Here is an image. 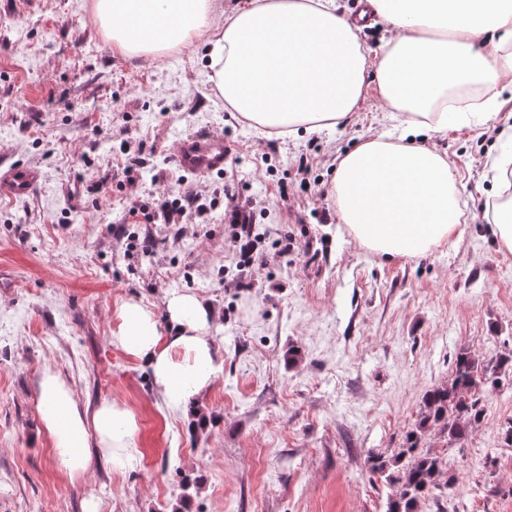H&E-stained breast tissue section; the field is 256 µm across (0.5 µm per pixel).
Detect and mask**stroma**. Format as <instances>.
Segmentation results:
<instances>
[{"mask_svg": "<svg viewBox=\"0 0 512 512\" xmlns=\"http://www.w3.org/2000/svg\"><path fill=\"white\" fill-rule=\"evenodd\" d=\"M91 12L92 0H0V168L39 174L28 196H0V512H386L395 489L370 456L404 447L460 349L484 366L512 355V253L491 232L499 142L471 127L428 137L459 182L462 232L421 257L379 256L330 193L344 152L394 127L375 89L336 129L269 136L225 106L205 45L121 53ZM194 131L231 145L224 172L172 163ZM228 184L252 203L267 258L252 289L226 286L239 274ZM151 190L212 210L203 224L130 217ZM286 236L296 249L283 258ZM174 293L215 315L202 424L168 410L145 361L112 342L120 305L143 304L163 330ZM47 371L80 407L115 401L135 415L131 467L98 454L82 475L59 467L39 413ZM481 398L465 440L422 438L448 480L418 512H512V384Z\"/></svg>", "mask_w": 512, "mask_h": 512, "instance_id": "1", "label": "stroma"}]
</instances>
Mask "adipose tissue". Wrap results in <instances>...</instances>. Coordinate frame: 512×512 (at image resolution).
Segmentation results:
<instances>
[{"label": "adipose tissue", "instance_id": "adipose-tissue-1", "mask_svg": "<svg viewBox=\"0 0 512 512\" xmlns=\"http://www.w3.org/2000/svg\"><path fill=\"white\" fill-rule=\"evenodd\" d=\"M398 37L369 59L334 0H247L215 27L214 0H95L93 18L125 53H161L210 33L209 75L229 108L281 136L336 128L375 87L398 113V138L380 135L341 157L332 194L342 224L366 249L413 258L444 246L463 211L445 157L418 135L483 126L489 112H461L450 88H496L512 74V0H371ZM169 330L150 310L125 303L113 338L145 360L155 389L173 410L186 408L216 373L211 307L193 294L167 303ZM41 421L71 474L90 465L97 442L113 466L133 463L136 421L116 402L81 408L58 375L39 383Z\"/></svg>", "mask_w": 512, "mask_h": 512}]
</instances>
